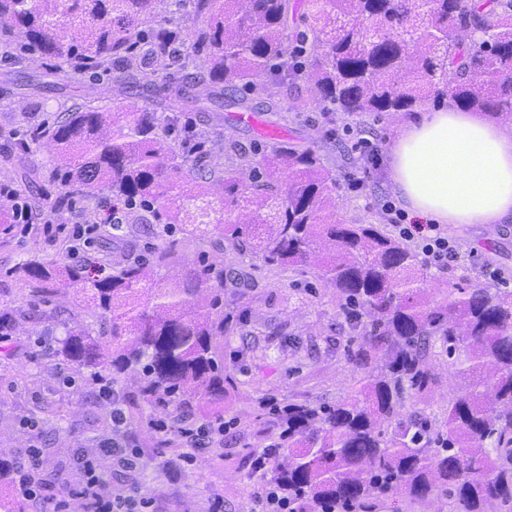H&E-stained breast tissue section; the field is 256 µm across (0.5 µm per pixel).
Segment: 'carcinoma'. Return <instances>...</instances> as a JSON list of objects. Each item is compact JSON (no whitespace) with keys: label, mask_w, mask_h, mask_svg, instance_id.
<instances>
[{"label":"carcinoma","mask_w":512,"mask_h":512,"mask_svg":"<svg viewBox=\"0 0 512 512\" xmlns=\"http://www.w3.org/2000/svg\"><path fill=\"white\" fill-rule=\"evenodd\" d=\"M188 4L202 25L195 36L205 77L197 82L180 78L193 36ZM291 14L303 25L293 36ZM7 18L25 29L31 51L69 59V68L52 72L56 79L78 84L103 72L158 99V112L75 105L44 130L65 159L49 167L62 201L105 195L119 212L88 241L97 254L108 257L154 219L158 237L176 225L210 234L269 272H299L323 245L318 277L336 290L355 334L347 360L362 378L333 405L290 399L275 409L268 447L287 454L270 480L291 512H371L400 494L449 499L457 512H491L512 500V291L451 284L430 299L405 242L378 224L336 218L329 193L339 175L311 148L270 140L250 149L226 135L227 162L219 164L199 134L164 144L184 102L205 112L248 108L246 97L224 101L226 89L240 86L266 96V111L278 115L315 103L328 123L402 117L445 99L512 118V0H0V40L11 37ZM77 25L88 36L64 46L60 32ZM302 74L309 99L294 89ZM268 82L282 97L267 93ZM190 179L201 190H182ZM3 196L0 246L31 211L24 191L7 187ZM173 259L157 245L93 279L89 258L62 264L29 251L12 271L26 307L0 312V334L15 336L61 288L80 295L99 330L76 317L60 322L57 355L119 395L130 424L171 409L173 430L161 448L183 447V423L217 415L232 383L217 345L235 332L218 311L224 268L194 267L184 287L165 288L159 271ZM435 345L466 382L439 416L430 405ZM18 468L0 450V487H14Z\"/></svg>","instance_id":"1"}]
</instances>
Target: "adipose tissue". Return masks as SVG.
<instances>
[{
  "label": "adipose tissue",
  "instance_id": "1",
  "mask_svg": "<svg viewBox=\"0 0 512 512\" xmlns=\"http://www.w3.org/2000/svg\"><path fill=\"white\" fill-rule=\"evenodd\" d=\"M388 177L408 218L512 224V124L419 108L390 148Z\"/></svg>",
  "mask_w": 512,
  "mask_h": 512
}]
</instances>
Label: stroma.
<instances>
[{"instance_id":"stroma-1","label":"stroma","mask_w":512,"mask_h":512,"mask_svg":"<svg viewBox=\"0 0 512 512\" xmlns=\"http://www.w3.org/2000/svg\"><path fill=\"white\" fill-rule=\"evenodd\" d=\"M53 65V60L34 54L20 66L0 59V127L19 130L33 145L30 153L21 155L13 141L0 138V158L12 156L15 169L44 171L54 146L43 139L42 125L73 105L119 108L133 100L143 107L148 104L147 99H135L133 90L121 89L106 77L75 86L55 81L47 74ZM249 98L261 127L239 121V110L232 106L225 108L224 124L217 128L192 106L180 112L177 123L190 122L205 132L215 155L220 154L227 134L246 144L261 143L270 136L316 149L326 167L346 175L332 192L338 218L382 223L383 203L396 199L385 159L403 118H349L327 125L321 112L311 106L281 120L266 112L261 97ZM361 140L378 149L379 164L369 163L356 150ZM351 177L359 181L358 189L349 188ZM444 230L457 244L459 256L445 270L428 269L429 291L469 283L512 289V224H448ZM164 241L175 245L185 262L163 269V283L183 281L188 266L201 261L224 266L232 273L244 268L215 244L179 232L165 236ZM34 249L52 254L57 244L42 235L19 236L9 246L0 247V309L22 306L19 289L4 272ZM252 276L244 305L233 311L240 320L237 331L223 340L224 370L237 382L224 399V429L219 435L205 432L202 437L204 445L217 441L220 454L203 447L196 451L192 465L174 470L169 462L176 454L156 448V432L138 426L129 440L137 463L132 478L152 502L148 512H246L258 482L251 470V457L259 444L255 433L272 419L257 403L256 393L277 400L294 397L332 404L357 388L360 374L343 356L349 326L335 290L319 283L316 266L281 281L269 279L258 269ZM71 315L89 327L97 325L95 317L78 306L74 294H61L39 322L25 323L12 343L0 345V447L19 463H38L44 473L57 464L63 467L40 501L20 499L23 512H54L59 501L70 499L80 462L95 452L94 439L102 435L109 416L97 387L80 380L66 384L72 370L54 357L53 337H33L36 328L47 331L58 319Z\"/></svg>"}]
</instances>
